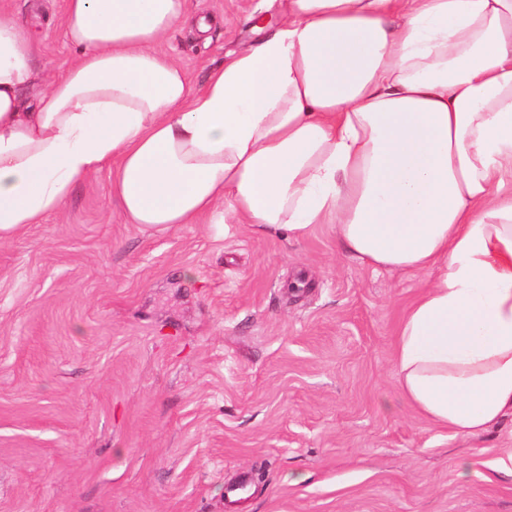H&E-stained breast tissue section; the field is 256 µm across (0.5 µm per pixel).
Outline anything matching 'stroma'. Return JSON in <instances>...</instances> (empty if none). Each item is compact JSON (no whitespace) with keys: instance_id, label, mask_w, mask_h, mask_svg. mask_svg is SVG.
<instances>
[{"instance_id":"stroma-1","label":"stroma","mask_w":512,"mask_h":512,"mask_svg":"<svg viewBox=\"0 0 512 512\" xmlns=\"http://www.w3.org/2000/svg\"><path fill=\"white\" fill-rule=\"evenodd\" d=\"M65 6L0 0L51 75L73 57ZM283 6L189 0L214 27L163 48L202 88ZM112 174L0 241V512H512V477L481 476L512 421L455 436L400 390L396 333L426 273L373 269L328 224L142 228Z\"/></svg>"}]
</instances>
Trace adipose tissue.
I'll list each match as a JSON object with an SVG mask.
<instances>
[{
    "instance_id": "1",
    "label": "adipose tissue",
    "mask_w": 512,
    "mask_h": 512,
    "mask_svg": "<svg viewBox=\"0 0 512 512\" xmlns=\"http://www.w3.org/2000/svg\"><path fill=\"white\" fill-rule=\"evenodd\" d=\"M194 88L160 45L188 0H66L75 57L0 12V240L114 164L145 227L331 224L368 265L427 272L397 331L400 388L456 436L512 416V0H286Z\"/></svg>"
}]
</instances>
